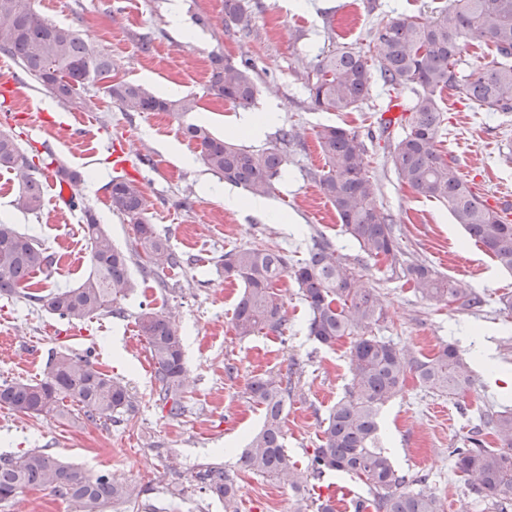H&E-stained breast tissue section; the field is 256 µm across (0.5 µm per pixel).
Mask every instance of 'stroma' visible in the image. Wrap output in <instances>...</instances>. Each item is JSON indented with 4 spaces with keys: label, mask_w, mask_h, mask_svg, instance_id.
<instances>
[{
    "label": "stroma",
    "mask_w": 512,
    "mask_h": 512,
    "mask_svg": "<svg viewBox=\"0 0 512 512\" xmlns=\"http://www.w3.org/2000/svg\"><path fill=\"white\" fill-rule=\"evenodd\" d=\"M449 2L246 0L249 28L229 34L224 30V0H180L190 32L185 38L170 26V0H125L118 13L109 0H35L42 16L76 28L88 44L108 54L113 76L171 99L195 98L197 107L185 117L125 112L97 85L81 90L79 104H66L0 53V63L21 85L31 108L27 115L16 112L0 95V133L13 135L27 156L50 153L82 174L70 186L75 207L58 210L46 185L41 211L29 214L14 205L18 186L13 172L0 169V221L33 235L58 259L51 276L36 274L40 291L73 287L88 275L83 208L96 213L115 245L131 250L132 226L112 212L109 201L112 141L118 137L130 158L149 151L152 162L140 167L136 177L145 217L184 259L182 265L164 268L156 279L131 264L136 288L119 300L120 314L80 324L19 298L0 297V338L10 344L0 350V382L40 380L51 355L64 346L122 381L131 397L129 408L96 423L81 416L29 417L2 407L0 454L41 449L88 474H106L141 488L137 500L109 505L106 512H224L223 502L194 478L213 463L237 483L240 512H300L305 501L287 482L249 473L238 464L263 420L247 385L263 375L291 381L285 445L299 472H306L324 419L351 383L350 341L342 339L328 349L309 336L307 306L289 278L276 285L284 300V335L237 336L233 317L242 288L225 279L221 263L226 253L242 247H271L294 262L306 257L314 241L325 240L355 262L363 285L381 296L385 318L369 328V335L419 357L452 343L475 369L472 388L457 396L430 393L408 380L382 410L380 446L401 473L425 476L424 490L441 505H453V512H497L493 499L471 493L450 451L463 446L472 428L500 403L512 405V314L500 312L498 305L501 295L512 294V273L468 240L446 206L417 196L401 183L387 157L402 130L396 127L383 135L378 128L391 92L377 83L360 108L322 112L312 105L304 84L307 68L322 51L348 47L374 57L368 39L374 24L399 15L425 21ZM145 39L150 42L146 51L141 48ZM214 53L251 60L258 72L255 111L278 107L263 138L241 136L238 144L262 151L276 144L280 128L300 134L298 144L288 148L270 194L275 214L259 217L232 210L208 193L207 185H220L221 180L181 134L184 122L202 121L215 134L226 135L240 113L207 91ZM440 105L447 117L441 147L456 160L462 177L488 199L512 191V113L481 112L448 95ZM84 121L89 124L84 142L63 137V127ZM324 125L364 135L370 174L377 181L374 203L392 214L407 257L426 261L458 287L482 295V307L463 311L422 299L402 273L361 256L313 178L324 165L315 136ZM144 301L165 312L184 339L185 412L177 419L169 418L156 401L157 383L137 327ZM30 344L40 350L34 363L25 356ZM486 350L493 364L482 361Z\"/></svg>",
    "instance_id": "obj_1"
}]
</instances>
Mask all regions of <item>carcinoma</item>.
<instances>
[{"label": "carcinoma", "mask_w": 512, "mask_h": 512, "mask_svg": "<svg viewBox=\"0 0 512 512\" xmlns=\"http://www.w3.org/2000/svg\"><path fill=\"white\" fill-rule=\"evenodd\" d=\"M250 21L243 0H224V28L247 27ZM370 37L377 51L374 67L359 51L334 49L317 56L305 78L311 103L324 112L355 110L369 98L375 75L387 90L409 94L403 134L389 151L392 168L415 194L448 206L469 237L500 268L512 272V219L472 190L439 140L445 121L439 100L445 91L487 112H512V0H452L430 21L394 17L373 27ZM474 46L486 48L491 60L467 70L465 56ZM0 51L14 57L27 75L63 102L75 103L81 89L99 83L124 112L186 114L197 107L190 97L169 99L139 84L111 81L110 57L90 48L77 30L42 17L33 0H0ZM208 92L234 106L250 107L259 92L255 65L248 59L212 55ZM182 134L195 143L210 171L252 196L268 195L286 163L278 147L250 150L214 134L200 122L184 125ZM316 138L325 169L315 180L336 210L343 231L359 249L370 259L381 258L389 267L401 268L424 299L463 309L482 306L480 295L457 287L424 261L405 258L392 215L371 203L376 183L369 175L360 134L351 128L324 125ZM52 162L51 157L43 158L36 165L13 137L0 133V168L14 172L18 209L31 214L41 210V183L35 173ZM109 188L112 211L133 226V252L116 247L107 229L86 208L84 233L90 243L91 272L75 287L39 295L30 292V275L49 271L52 255L32 236L0 221V295L38 304L69 322H84L119 312L117 301L133 288L132 257L140 260L146 276L180 264L168 239L145 218L141 187L114 178ZM223 267L224 277L244 288L234 314V329L241 337L263 331L284 335V302L276 290L284 277L298 285L310 312L309 336L322 346L333 347L383 317L375 290L359 286L356 267L327 243L314 244L306 258L291 266L278 250L240 248L224 256ZM137 322L160 383L159 401L169 417L179 418L185 411L183 338L169 317L153 308L141 309ZM349 362L350 387L325 418L321 443L313 450L309 469L318 476L342 472L364 483L369 512H441L436 496L411 489L426 478L401 474L379 448L381 410L403 391L410 375L428 391L452 396L464 393L473 382L470 365L452 344L443 345L431 358L419 359L377 336H355ZM247 390L263 410V425L242 452V467L256 475L286 479L301 492L298 467L284 448L290 388L278 377L260 376ZM129 404L125 385L89 360L68 353L54 355L38 381L15 379L0 384V407L24 415L63 418L75 405L86 420L96 422L112 419V414ZM486 425L499 447H487L483 429L475 427L467 447L452 449L455 467L476 495L511 496L512 409L489 415ZM197 478L224 500V512H239L237 487L224 467L209 466ZM31 488L50 490L68 501L75 512H105L114 501L139 496L132 485L116 483L105 474L90 476L42 450L16 457L1 455L0 503Z\"/></svg>", "instance_id": "cac0c4a2"}]
</instances>
